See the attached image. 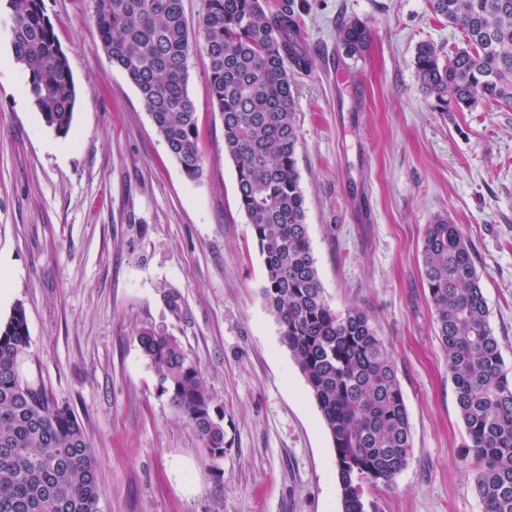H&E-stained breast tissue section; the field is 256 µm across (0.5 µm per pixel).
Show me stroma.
<instances>
[{"instance_id":"35a3bbf8","label":"stroma","mask_w":512,"mask_h":512,"mask_svg":"<svg viewBox=\"0 0 512 512\" xmlns=\"http://www.w3.org/2000/svg\"><path fill=\"white\" fill-rule=\"evenodd\" d=\"M76 101L47 127L13 63L0 9V320L23 306L20 372L70 406L98 459L99 512H341L322 415L261 295L262 256L209 85L189 59L200 178L171 158L126 73L99 48L90 0H43ZM371 33L346 57L341 20ZM313 67L293 76L308 235L337 312L366 311L398 369L413 437L379 512H481L474 462L421 278L425 229L469 239L489 324L512 373V109L443 114L421 87L419 42L445 54L459 28L427 0H307ZM175 336L224 410V457L161 395L137 337Z\"/></svg>"}]
</instances>
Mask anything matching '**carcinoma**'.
Segmentation results:
<instances>
[{"label":"carcinoma","mask_w":512,"mask_h":512,"mask_svg":"<svg viewBox=\"0 0 512 512\" xmlns=\"http://www.w3.org/2000/svg\"><path fill=\"white\" fill-rule=\"evenodd\" d=\"M100 48L138 89L157 133L182 172L202 176L196 110L188 88L191 53L202 36L211 96L236 169L241 209L266 271L262 296L280 326L332 438L342 512H377L375 494L407 467L413 448L397 367L367 313L341 314L325 299L306 224L300 184L292 75L313 62L301 35L303 4L203 0L199 33L183 0H91ZM431 12L462 31L452 56L416 47L423 89L445 112L482 103L512 108V0H428ZM15 60L44 123L69 130L75 101L67 57L42 0H6ZM349 56L370 34L351 18L337 28ZM422 279L435 335L477 463L482 512H512V379L489 321L472 246L439 215L423 243ZM143 356L179 417L197 434L214 470L224 458V412L179 340L161 330L137 336ZM30 336L24 308L0 322V512H98V462L66 405L40 385L24 393L19 361Z\"/></svg>","instance_id":"obj_1"}]
</instances>
